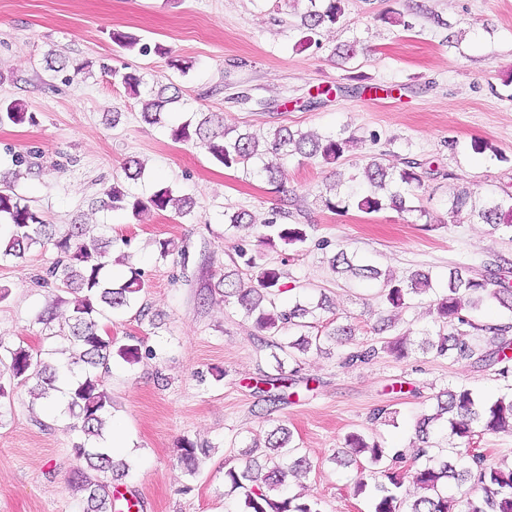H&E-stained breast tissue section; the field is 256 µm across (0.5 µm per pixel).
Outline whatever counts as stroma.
Segmentation results:
<instances>
[{"label": "stroma", "mask_w": 512, "mask_h": 512, "mask_svg": "<svg viewBox=\"0 0 512 512\" xmlns=\"http://www.w3.org/2000/svg\"><path fill=\"white\" fill-rule=\"evenodd\" d=\"M306 7V0H0V102L21 103L35 116L0 125V167H10L13 155H34L14 192L47 223L107 234L113 257L143 273L135 308L108 325L117 344L154 350L134 364L113 359L108 375L113 420L134 444L120 487L143 495V512H242L240 499L226 493L224 472L264 444L278 420L312 463L284 495L316 500L320 512H371V493L354 490L361 473L332 460L348 434L375 440L386 450L384 465L405 472L418 466L415 424L433 394L456 385L484 400L512 393V374L501 375L498 365L419 350L437 330L430 296L395 310L379 285L338 278L328 264L341 247L400 280L429 272L442 288L454 268L476 275L512 261L511 231L448 216L460 187L512 193V0H342L340 20L304 46ZM115 30L167 53L122 50L110 38ZM346 44L357 49L353 59L337 54ZM55 57L69 68L47 70ZM173 58L188 73L172 68ZM82 62L88 70L74 72ZM116 70L182 88L170 125L142 120L138 100L113 82ZM194 112L221 113L225 130L261 139L287 125L339 134L350 145L334 164L288 158L285 191L276 194L266 176L224 168L200 145L174 141L171 124ZM478 141L488 151L475 153ZM368 154L397 171L420 163L416 213L324 206L328 186L341 196L366 192L356 173ZM131 158L144 164L135 182L124 175ZM116 182L142 198L171 187L194 201V212L178 219L150 211L136 220L107 210L101 201ZM281 208L308 234L304 244L266 251L283 273L287 299L327 296L330 309L315 319L316 331L335 324L354 332L309 353L287 402L273 405L255 389L271 369L269 350L218 282L237 249L256 250L262 224ZM239 209L252 224L228 227L225 213ZM162 240L185 250L188 265L157 259ZM56 257L36 247L0 262V286L9 290L0 300L1 342L59 347L37 320L52 292L35 281ZM383 317L392 326L379 335ZM404 335L407 357L382 351V342ZM370 346L380 349L374 359L347 363L349 353ZM382 407L386 415L375 418ZM186 438L210 450L193 474L178 462ZM76 440L59 411L28 387H11L0 399V512H81ZM361 475L371 485L381 479Z\"/></svg>", "instance_id": "1"}]
</instances>
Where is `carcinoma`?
Here are the masks:
<instances>
[{
    "instance_id": "1",
    "label": "carcinoma",
    "mask_w": 512,
    "mask_h": 512,
    "mask_svg": "<svg viewBox=\"0 0 512 512\" xmlns=\"http://www.w3.org/2000/svg\"><path fill=\"white\" fill-rule=\"evenodd\" d=\"M322 2L320 6L317 0H309V6L301 16L305 44L312 41V34L317 29L335 24L342 15V0ZM111 40L121 49L136 50L142 55L152 51L165 53L163 46H150L130 32L114 31ZM113 76L120 79L131 95L140 96L143 84L140 75L115 71ZM181 98V89L174 83L149 91V99L142 108L143 120L148 124L161 123L167 107ZM27 120H33V116L18 103L0 109V123L22 124ZM171 135L178 142L200 144L215 163L226 168L264 172L272 184L277 183L281 161L288 157L297 155L332 164L343 156L348 146V140L339 136L319 137L287 126L276 128L262 143L250 132L231 136L224 131L222 118L213 112L195 124L187 120L172 127ZM26 164V157L17 156L13 161L15 170L0 172V224L5 225L8 235L5 247L0 248V261L22 258L35 245H49L56 251L58 259L38 277L42 286L57 291L39 316L51 337L56 335L51 329L55 310L65 302L62 294L79 293L81 297L75 301L66 322L67 331L63 337L67 341L65 352L68 356L65 361L52 362L49 353L42 349L0 343V398L8 395L3 383L5 379L21 386L34 384L31 393L43 399L62 393L66 399L65 413L73 419L69 431L80 435V441L73 447L74 453L89 469L99 473L95 479L80 474L79 488L85 492L83 512H112L111 484L126 476L128 467L114 463L107 451L99 447L106 416L112 409V395L105 375L113 357L133 364L140 360L142 353L139 345L115 346L110 331L100 326V320L110 322L112 316L132 308L142 288L141 275L132 267L129 277L113 280L110 272L112 240L91 235L88 225L45 223L26 200L13 192L12 185ZM361 174L371 187L370 191L346 201L327 198L325 206L338 211L343 203H352L366 214L385 209L398 213L413 211V207L407 205V195L421 185L416 166L409 164L395 173L379 157L370 156L365 158ZM106 197L103 206L128 212L134 218L147 207L169 210L184 218L191 215L194 207L190 198L174 195L167 186L157 189L146 203L129 195L118 183L106 191ZM463 213L480 224L492 226L495 231L503 227L512 229V194L480 196L474 189L463 188L454 195L449 214L455 218ZM264 228L260 243L271 248L278 242L288 246L307 240L303 224H279L273 218L264 224ZM239 257L244 259V265L251 272L250 283L242 280L239 268L224 270V297L234 299L246 317L254 319L258 333L268 338L266 346L271 349L274 373L267 375L264 383L270 385L266 390L267 397L279 402L285 399L288 377L297 373L301 357L312 349L321 350L322 337L306 333L311 327L306 318L318 309H326V297H321L314 306L299 301L292 306L282 303L279 297L284 290L279 268L265 260V254L261 252L249 256L241 249ZM329 265L333 272L348 280L380 283L384 301L394 309L406 307L412 297L431 290V275L427 272H416L407 281L399 282L384 276L376 266L350 256L343 248L337 249ZM487 300L497 302L512 313V286L499 280L494 273L481 277L464 275L459 270L449 273L448 287L434 300L437 340L428 338L419 348L424 352L434 350L440 356L447 353L474 356L476 349L463 326H473L469 313L479 310ZM484 330L491 334L490 348L484 351L480 361L501 363V372L508 373L512 369L509 365L512 358L507 355V350L512 348V337L508 336L512 326L492 324L484 326ZM286 334L293 340H278ZM434 399V412L422 415L415 425V434L421 443L418 454L426 458L425 464L410 473L388 468L382 470L385 481L375 485L373 512H512V466L488 464L484 455L472 448L458 450L452 457L436 454L432 445L433 435L442 426L448 427L450 435L467 440L472 439L477 428L491 433L512 431V394L489 403L476 397L471 389L460 386L443 389L434 395ZM345 447L348 451L337 458V462L344 466L351 465L353 458L361 454L375 466L385 457V450L377 442L369 443L358 433L346 437ZM265 448L269 453L264 459L249 458L244 467L229 468L224 472L228 493L243 496L244 512H320L315 500L299 503L295 496L275 499L269 495L285 486L288 476L310 469L306 457L291 445L288 428L282 424L276 426L267 436ZM179 451L180 461L193 472L199 457L208 456L210 449L187 439ZM407 481L422 494L405 511L402 488ZM451 481L458 485L470 483L477 494L465 500L451 497L447 493Z\"/></svg>"
}]
</instances>
